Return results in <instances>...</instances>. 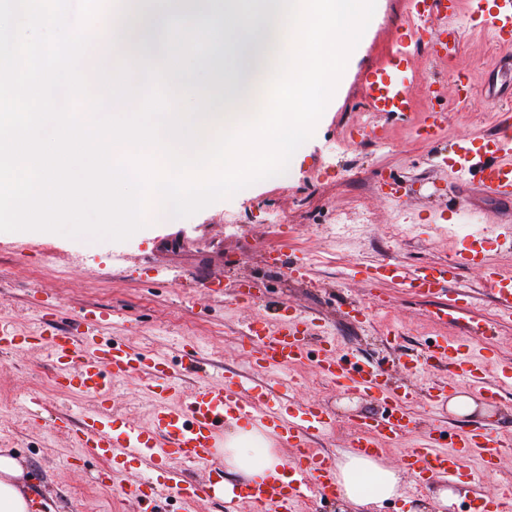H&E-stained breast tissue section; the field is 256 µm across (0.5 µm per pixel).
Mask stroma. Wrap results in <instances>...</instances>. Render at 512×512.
I'll return each instance as SVG.
<instances>
[{
    "label": "stroma",
    "instance_id": "stroma-1",
    "mask_svg": "<svg viewBox=\"0 0 512 512\" xmlns=\"http://www.w3.org/2000/svg\"><path fill=\"white\" fill-rule=\"evenodd\" d=\"M408 0H376L375 13L352 51L334 96L313 136L291 158L285 174L258 181L233 197L217 201L176 224L148 227L128 240L82 239L43 232H0V321L19 330L40 319L64 329L85 310L106 313L101 341H117L146 354L166 353L180 361L183 348H195L213 371L237 374L277 386L281 379L294 391L281 402L283 413L303 403H317L331 423L313 437L314 447L337 457L354 433L357 416H379L383 405L349 394L321 377L315 359L282 373L258 368L241 342L247 321L266 314L267 302L296 306L317 327L329 328L340 353L350 361L378 360L397 368L400 357L426 350L436 338L460 341L456 326L439 321V309L457 294L468 295L471 316L492 319L495 334L471 356L484 374L512 361V320L496 318V300L478 269L460 270L453 288L435 298H422L402 282L372 285L365 270L383 258L407 268L448 261L461 241L444 224H423L421 212L444 208L451 197L452 176L441 156L461 137L494 133L496 107L485 98L488 66L494 46L471 26V6L456 22L461 41L456 57L434 59L427 44L414 48L409 59L416 109L378 118L377 137L349 139L350 130L364 125L368 107L360 77L386 63L397 49V28ZM462 69L472 82L468 102L456 100L453 73ZM439 82L441 107L448 122L440 140L418 139L415 125L430 107L426 87ZM404 187L401 202L388 201L379 179ZM364 208L372 220L359 235L337 239L333 211L355 213ZM464 223L484 227L482 248L489 262L512 273V233L493 224V201L475 194L464 201ZM413 225L409 236L396 240L392 224ZM281 252L309 260L311 282L289 280L285 269L268 264L269 253ZM223 281L222 292L205 288L206 277ZM252 285V301L242 300L244 285ZM370 308L366 323L340 315L348 304ZM53 369L43 351L0 350V448L13 451L36 478L34 491L50 497L54 512H140L124 500L119 483L144 477L139 463H130L102 486L96 475L99 460L74 469L62 461L75 450L64 431L53 428L55 415L68 414L83 399L55 389ZM448 380L445 370L418 378L411 413L418 425L385 457L398 465L406 449L419 444L438 427L459 434L476 424L498 429L512 440V390L490 403L489 413L458 417L436 409L424 395L427 379Z\"/></svg>",
    "mask_w": 512,
    "mask_h": 512
}]
</instances>
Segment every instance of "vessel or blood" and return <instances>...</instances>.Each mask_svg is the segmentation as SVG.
I'll return each mask as SVG.
<instances>
[{
    "label": "vessel or blood",
    "mask_w": 512,
    "mask_h": 512,
    "mask_svg": "<svg viewBox=\"0 0 512 512\" xmlns=\"http://www.w3.org/2000/svg\"><path fill=\"white\" fill-rule=\"evenodd\" d=\"M456 4L457 0H410L415 26L404 27L401 47L389 66L369 71L364 77L371 112L380 116L409 111L413 90L401 72L412 43L426 39L434 53L455 55L460 44V33L451 23L457 15ZM431 17L442 22L432 33L422 25ZM472 20L490 31L497 48L494 70L512 72V0H476ZM448 166L458 183L475 186L479 193L500 203L497 223L512 222V139L485 135L462 139ZM462 267L479 269L499 308L512 312V276L467 246L455 251L447 264L412 271L383 259L368 268L367 277L374 282L402 280L418 296L430 298L444 292ZM443 315L469 339L478 341L486 334L480 321L462 314L459 305L449 306ZM311 326V320L292 307L284 314L276 310L271 316L252 319L241 339L255 352L260 368L288 371L308 359ZM98 330L95 324L73 331L45 324L39 333L27 334L1 323L0 349L34 346L45 351L54 383L61 391L94 399V406L71 431L76 461L97 459L111 472L123 470L133 461L151 470H164L160 481L149 478L121 484L119 492L125 500L150 506L160 498L172 497L183 504L185 512H195L197 503L212 499L223 501L228 512H236L241 505L248 506L250 512H297L298 505L306 500L335 498V461L311 444L313 434L330 424L323 407L303 404L296 413L286 415L280 409L281 394L271 387L249 385L223 374L206 376L202 385L186 389L183 373L202 370L196 351H187L186 363L174 364L166 357L148 356L119 343L99 342ZM318 341L316 365L326 380L385 406L384 416L355 419L348 448L367 456H385L390 446L416 426L409 408L415 390L409 383L394 380L380 363H347L336 351L334 336ZM435 366L448 368L455 378L454 383H436L429 388L428 396L435 404L449 398L457 384L472 386L491 401L499 398L503 386L512 384L511 363L499 367L496 379H485L459 345L445 340L431 343L422 356L410 357L404 368L411 374ZM134 376L141 379L142 391L152 406L144 425L119 423L110 406L113 384ZM239 421L273 431L292 454L281 470L258 480L236 482L228 498L219 488L224 480L219 450L225 428ZM443 436V431H429L419 447L402 455L400 464L412 489H426L437 478L457 477L463 463L471 458L478 459L483 472L494 471L512 448L489 426L456 435L446 448L441 445ZM186 465L204 467L205 478L186 479L182 471Z\"/></svg>",
    "instance_id": "1"
}]
</instances>
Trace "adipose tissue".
Here are the masks:
<instances>
[{
    "label": "adipose tissue",
    "mask_w": 512,
    "mask_h": 512,
    "mask_svg": "<svg viewBox=\"0 0 512 512\" xmlns=\"http://www.w3.org/2000/svg\"><path fill=\"white\" fill-rule=\"evenodd\" d=\"M282 465L270 434L239 425L225 434L224 466L228 472L256 479ZM34 483L17 456L0 452V512H52L50 502L36 498ZM336 483L344 507L373 512L383 502L401 497L403 478L401 469L387 466L381 459L345 452L336 461Z\"/></svg>",
    "instance_id": "ef3b65f1"
}]
</instances>
